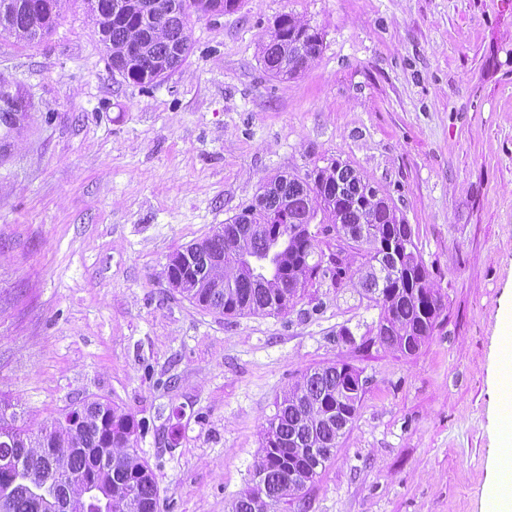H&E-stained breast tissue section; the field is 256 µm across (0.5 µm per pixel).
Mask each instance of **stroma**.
<instances>
[{
  "label": "stroma",
  "instance_id": "stroma-1",
  "mask_svg": "<svg viewBox=\"0 0 512 512\" xmlns=\"http://www.w3.org/2000/svg\"><path fill=\"white\" fill-rule=\"evenodd\" d=\"M290 13L322 52L287 79L259 45ZM159 84L112 71L86 0L0 34V399L27 424L98 400L132 413L160 512H229L284 391L331 363L364 382L288 512H488L512 307V0H239L192 17ZM339 162L411 224L444 311L414 354L323 280L280 315L171 288L172 255L277 175Z\"/></svg>",
  "mask_w": 512,
  "mask_h": 512
}]
</instances>
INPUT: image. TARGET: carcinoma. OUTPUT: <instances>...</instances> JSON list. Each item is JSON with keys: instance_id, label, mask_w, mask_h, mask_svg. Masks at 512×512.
Listing matches in <instances>:
<instances>
[{"instance_id": "1", "label": "carcinoma", "mask_w": 512, "mask_h": 512, "mask_svg": "<svg viewBox=\"0 0 512 512\" xmlns=\"http://www.w3.org/2000/svg\"><path fill=\"white\" fill-rule=\"evenodd\" d=\"M33 0H19L7 31L36 38ZM125 9L106 26L102 42L112 69L140 85H152L163 67L173 70L190 48L189 13L172 0H124ZM320 34L293 14L281 15L260 58L275 77H292L321 53ZM358 173L336 162L304 176H279L255 202L211 237L190 244L169 260V284L198 305L224 315L281 314L299 291L317 279L336 287L357 280L381 308L377 338L413 354L434 335L444 304L419 254L411 225ZM321 227L310 236L314 220ZM365 262L325 263L319 236L343 239ZM344 363L303 374L276 403L263 433L253 471L261 485L248 487L233 512H288L306 483L326 467L353 423L359 402L345 396ZM134 416L93 401L71 408L34 431L18 424L12 405L0 401V507L5 512H158L155 475L137 448Z\"/></svg>"}]
</instances>
